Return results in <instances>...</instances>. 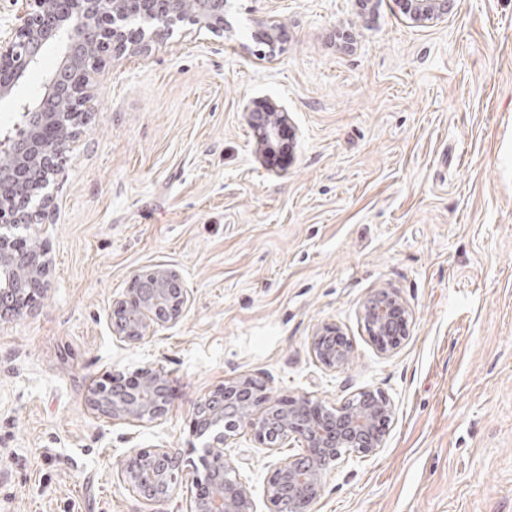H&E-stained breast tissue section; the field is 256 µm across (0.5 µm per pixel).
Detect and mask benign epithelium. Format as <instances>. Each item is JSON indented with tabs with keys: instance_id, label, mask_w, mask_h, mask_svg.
I'll list each match as a JSON object with an SVG mask.
<instances>
[{
	"instance_id": "7a95c632",
	"label": "benign epithelium",
	"mask_w": 512,
	"mask_h": 512,
	"mask_svg": "<svg viewBox=\"0 0 512 512\" xmlns=\"http://www.w3.org/2000/svg\"><path fill=\"white\" fill-rule=\"evenodd\" d=\"M410 18L434 21L448 15L454 0H411ZM225 0H22L21 21L0 28V99H10L22 79L51 47H60L59 65L49 73L37 97L22 106L23 134L0 132V315L19 316L43 292V252L13 245L16 231L43 224L53 196L47 192L68 147L60 138L77 124L81 105L92 94L91 78L116 51L145 52L156 40L172 35L173 26L189 16L196 32L224 27ZM257 149L275 141L288 124L285 111L249 112ZM137 287L115 302L112 333L140 344L159 328L177 320L190 302L179 275L157 266L135 276ZM361 317L377 352L394 353L405 335L409 311L389 289H380L363 305ZM311 351L323 369L334 371L349 359L350 345L334 323L319 325ZM264 384L240 376L196 403L193 430L201 440L200 462L212 460L204 476L187 488V512H257L251 480L240 462L223 448L229 439L249 437L273 452L294 439L304 452L281 461L266 479L268 512H311L320 498L327 471L336 462L366 459L385 447L395 405L378 390L363 389L329 408L307 396L288 400L260 394ZM171 402L168 374L146 369L129 384L112 376L88 396L92 409L114 420L151 422ZM184 452L171 445L134 449L121 463L118 478L148 501H167L184 473Z\"/></svg>"
}]
</instances>
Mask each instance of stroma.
Segmentation results:
<instances>
[{
  "label": "stroma",
  "mask_w": 512,
  "mask_h": 512,
  "mask_svg": "<svg viewBox=\"0 0 512 512\" xmlns=\"http://www.w3.org/2000/svg\"><path fill=\"white\" fill-rule=\"evenodd\" d=\"M366 1L229 0L223 33L183 22L107 62L51 180L45 291L0 317V512H185V488L145 500L117 463L172 444L195 467L194 404L244 374L279 399L394 402L384 448L329 470L313 512H512V0H455L434 23ZM59 62L0 101V129ZM257 102L290 117L282 164L256 156ZM157 266L190 304L145 343L116 339L113 301ZM381 288L411 312L389 357L360 317ZM325 322L351 345L334 371L310 351ZM158 366V420L88 405ZM301 451L239 439L258 512L275 460Z\"/></svg>",
  "instance_id": "1"
}]
</instances>
